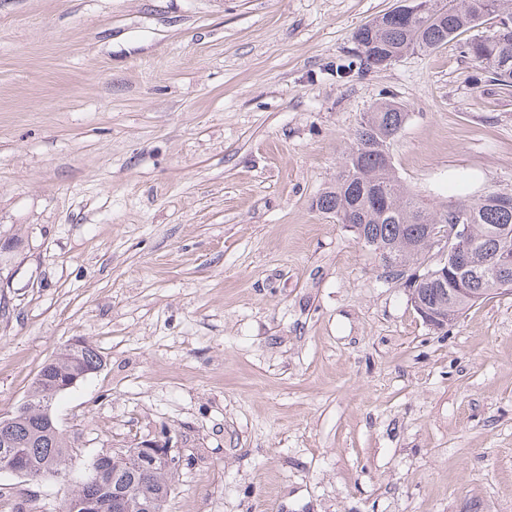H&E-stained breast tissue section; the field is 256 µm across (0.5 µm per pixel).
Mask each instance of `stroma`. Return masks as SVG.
I'll use <instances>...</instances> for the list:
<instances>
[{
  "instance_id": "obj_1",
  "label": "stroma",
  "mask_w": 512,
  "mask_h": 512,
  "mask_svg": "<svg viewBox=\"0 0 512 512\" xmlns=\"http://www.w3.org/2000/svg\"><path fill=\"white\" fill-rule=\"evenodd\" d=\"M398 0H0V418L77 340L72 477L168 441L167 512H512V293L442 330L312 201L364 112L445 203L512 191V88L454 39L365 70ZM28 512L52 478L0 475Z\"/></svg>"
}]
</instances>
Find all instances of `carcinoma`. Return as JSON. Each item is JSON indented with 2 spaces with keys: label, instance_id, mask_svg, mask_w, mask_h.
Returning <instances> with one entry per match:
<instances>
[{
  "label": "carcinoma",
  "instance_id": "cac0c4a2",
  "mask_svg": "<svg viewBox=\"0 0 512 512\" xmlns=\"http://www.w3.org/2000/svg\"><path fill=\"white\" fill-rule=\"evenodd\" d=\"M475 28L483 32L463 44V53L479 66L486 81L512 87V0H426L424 11L410 18L388 19L380 26L368 22L358 28L353 35L355 56L370 69L380 57L432 51ZM407 116L394 101H383L364 113L343 155L336 184L313 206L336 215L341 224L357 225L354 234L369 250L376 251L379 244L392 246L406 265L418 264L428 249L429 225L439 230L459 222L471 225L462 244L475 251L476 266L469 277L473 296L459 299L436 293L429 285V269L406 280V287H415L421 299L448 311V322L453 323L499 289H512V271L501 275L495 262L500 249L512 248V209L495 203L497 191L474 201L429 204L404 188L392 167L386 136H398ZM418 276L422 280L412 285ZM102 364L97 349L81 341L77 347L66 346L40 368L28 399L12 417L0 420V472L8 460L27 469L32 481L50 476L67 482L72 449L57 426L48 423L44 408L66 391L68 381L81 380ZM100 467L124 489L121 499H111L87 475L69 488L61 512H70L69 502L82 494L101 498V512H164L176 469H150L128 452L108 457Z\"/></svg>",
  "mask_w": 512,
  "mask_h": 512
}]
</instances>
